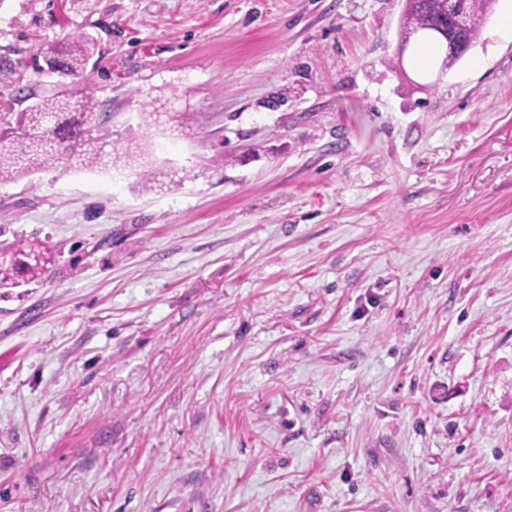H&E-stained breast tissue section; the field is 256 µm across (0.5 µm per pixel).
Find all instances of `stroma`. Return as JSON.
Returning a JSON list of instances; mask_svg holds the SVG:
<instances>
[{
	"instance_id": "1",
	"label": "stroma",
	"mask_w": 512,
	"mask_h": 512,
	"mask_svg": "<svg viewBox=\"0 0 512 512\" xmlns=\"http://www.w3.org/2000/svg\"><path fill=\"white\" fill-rule=\"evenodd\" d=\"M404 0H0V126L88 89L154 180L0 184V512H512V34ZM87 35L76 77L47 45ZM445 16L444 3L439 0H406L401 19V41L409 42L412 37L426 44L444 49L443 41L433 30L434 23L440 24V16ZM0 260L5 270L0 273V287L16 285L20 280H33L42 277L50 263L46 254L32 243L16 242L6 250Z\"/></svg>"
}]
</instances>
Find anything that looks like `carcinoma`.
I'll return each instance as SVG.
<instances>
[{
	"label": "carcinoma",
	"mask_w": 512,
	"mask_h": 512,
	"mask_svg": "<svg viewBox=\"0 0 512 512\" xmlns=\"http://www.w3.org/2000/svg\"><path fill=\"white\" fill-rule=\"evenodd\" d=\"M492 0H459L457 9L466 19L464 47L456 59L463 58L478 39L490 11ZM446 15L440 0H406L401 19L400 40L416 37L426 44L444 48L433 30ZM94 43L80 35L67 42L49 44L41 50L43 58L59 63L67 75L84 69ZM101 104L87 90L45 96L34 101L28 110L17 116L16 127L0 129V183L31 175L56 164L78 163L86 168L135 161L130 151L115 153L106 159L107 142L93 132L104 124ZM0 260V287L16 285L21 280L42 277L49 258L32 243L16 242L5 250Z\"/></svg>",
	"instance_id": "1"
}]
</instances>
